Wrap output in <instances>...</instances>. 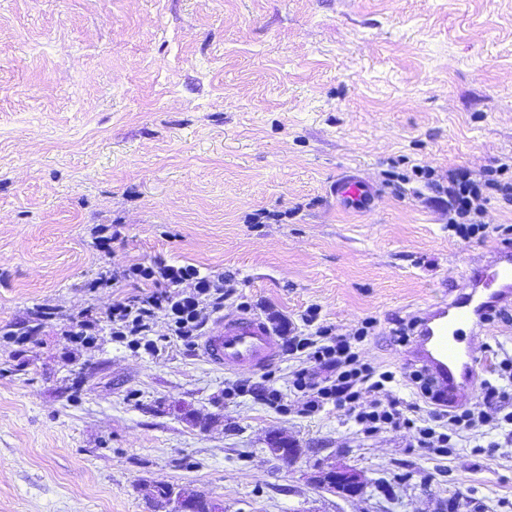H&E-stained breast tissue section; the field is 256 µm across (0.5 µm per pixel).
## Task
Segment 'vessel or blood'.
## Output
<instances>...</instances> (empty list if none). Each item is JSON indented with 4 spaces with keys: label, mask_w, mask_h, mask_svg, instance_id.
Returning a JSON list of instances; mask_svg holds the SVG:
<instances>
[{
    "label": "vessel or blood",
    "mask_w": 512,
    "mask_h": 512,
    "mask_svg": "<svg viewBox=\"0 0 512 512\" xmlns=\"http://www.w3.org/2000/svg\"><path fill=\"white\" fill-rule=\"evenodd\" d=\"M337 207L365 213L373 208L376 190L357 173L339 175L330 189ZM512 305V252L493 251L471 264L467 282L448 301L432 303L418 316V332L407 356L420 364L448 400L462 402L476 391L473 345L487 306ZM206 361L224 369L258 370L282 353L279 335L258 315L221 318L202 344Z\"/></svg>",
    "instance_id": "1"
}]
</instances>
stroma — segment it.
I'll list each match as a JSON object with an SVG mask.
<instances>
[{"label": "stroma", "instance_id": "35a3bbf8", "mask_svg": "<svg viewBox=\"0 0 512 512\" xmlns=\"http://www.w3.org/2000/svg\"><path fill=\"white\" fill-rule=\"evenodd\" d=\"M360 170L373 212L330 194ZM512 179V0H0V512H155L161 482L221 512H512V452L433 460L413 431L360 435L328 404L288 412L187 344L69 331L147 294L107 269L232 278L222 314L308 306L400 372L393 320L454 296L494 238L464 242L421 171ZM119 234L100 248L96 226ZM58 310L16 346L31 307ZM30 362L4 372L16 354ZM300 451L278 460L271 437ZM362 490L325 487L332 469Z\"/></svg>", "mask_w": 512, "mask_h": 512}]
</instances>
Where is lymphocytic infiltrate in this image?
Instances as JSON below:
<instances>
[{
  "label": "lymphocytic infiltrate",
  "instance_id": "lymphocytic-infiltrate-1",
  "mask_svg": "<svg viewBox=\"0 0 512 512\" xmlns=\"http://www.w3.org/2000/svg\"><path fill=\"white\" fill-rule=\"evenodd\" d=\"M431 188L448 198V230L463 241L495 233L502 248L512 247L511 224H481L487 198L480 184L465 171L448 177L447 184L431 181ZM139 279L150 284L144 296L126 298L112 306V334L115 338L153 348L152 323L158 312H166L181 340L189 342L203 328L208 311L224 305L228 296L223 275L204 274L192 266L165 263H135L113 272V283ZM193 281L192 292L180 298L170 295L171 288ZM269 321L283 336L285 351L296 362L292 385L305 401L304 414L311 415L331 403L343 410L358 431L372 436L385 428L414 430L418 447L444 458L460 442H468L472 454L484 458L501 455L512 446V359L496 362L479 384L478 411L459 407L445 408L434 393L423 369L410 370L406 379L419 400L411 403L392 391L393 371L366 362L360 347L376 326L372 317L364 318L354 333L342 334L320 318V309L312 305L299 321L275 313Z\"/></svg>",
  "mask_w": 512,
  "mask_h": 512
}]
</instances>
